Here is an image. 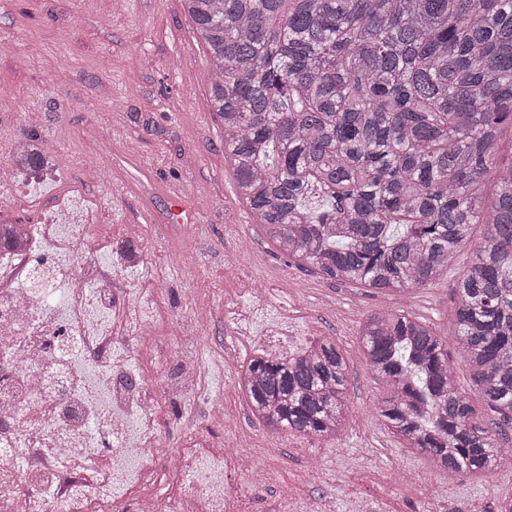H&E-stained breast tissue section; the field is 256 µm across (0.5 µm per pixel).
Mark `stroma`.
<instances>
[{"label": "stroma", "instance_id": "obj_1", "mask_svg": "<svg viewBox=\"0 0 512 512\" xmlns=\"http://www.w3.org/2000/svg\"><path fill=\"white\" fill-rule=\"evenodd\" d=\"M210 61L183 0H0V161L10 141L35 132L68 174L58 189L99 199L113 240L126 224L145 231L139 276L162 278L165 320L203 343L237 346L224 304L264 301L302 345L333 339L348 367L347 413L337 440L269 430L238 387V366L212 375L228 419L210 436L245 446L274 478L237 475L245 512H499L512 500V466L448 477L404 448L374 404L384 385L370 372L360 329L375 310H404L441 331L454 320L453 289L484 237L432 285L387 296L298 266L269 242L239 197L224 161V134L209 98ZM99 150L89 153V143ZM127 375L161 383L176 349L156 336L132 339Z\"/></svg>", "mask_w": 512, "mask_h": 512}]
</instances>
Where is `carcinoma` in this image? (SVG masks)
I'll use <instances>...</instances> for the list:
<instances>
[{"mask_svg": "<svg viewBox=\"0 0 512 512\" xmlns=\"http://www.w3.org/2000/svg\"><path fill=\"white\" fill-rule=\"evenodd\" d=\"M239 196L273 245L385 295L436 281L485 228L454 288L453 336L486 423L454 384L448 334L401 310L361 329L376 405L450 477L512 465V0H184ZM348 370L320 338L251 357L240 386L277 432L334 439Z\"/></svg>", "mask_w": 512, "mask_h": 512, "instance_id": "1", "label": "carcinoma"}]
</instances>
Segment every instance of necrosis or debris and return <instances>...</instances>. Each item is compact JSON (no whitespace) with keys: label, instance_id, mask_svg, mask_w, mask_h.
Returning <instances> with one entry per match:
<instances>
[{"label":"necrosis or debris","instance_id":"4bbe7bcc","mask_svg":"<svg viewBox=\"0 0 512 512\" xmlns=\"http://www.w3.org/2000/svg\"><path fill=\"white\" fill-rule=\"evenodd\" d=\"M60 173L55 163L32 181L4 165L0 184L43 204L37 186ZM44 206L41 223L0 249V512H157L147 487L161 474L175 512H231V482L250 460L205 435L223 424L224 401L207 387L202 343L161 321L159 280L92 263L112 247L88 222L97 201L74 189ZM55 291L61 302H49ZM147 329L175 343L179 368L162 387L131 389L130 341ZM167 395L186 425L173 452L161 435Z\"/></svg>","mask_w":512,"mask_h":512}]
</instances>
